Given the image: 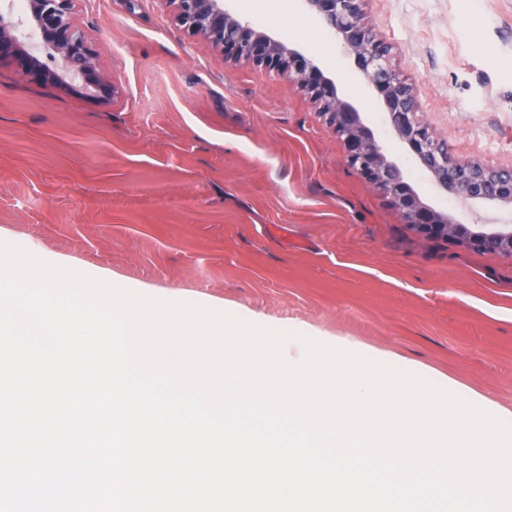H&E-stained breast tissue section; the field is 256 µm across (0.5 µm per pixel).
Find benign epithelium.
Returning a JSON list of instances; mask_svg holds the SVG:
<instances>
[{
    "mask_svg": "<svg viewBox=\"0 0 512 512\" xmlns=\"http://www.w3.org/2000/svg\"><path fill=\"white\" fill-rule=\"evenodd\" d=\"M76 0H29L18 23H0V62L12 63L25 77L61 89L79 81L93 98L110 104L112 79L100 69L98 53L76 19ZM177 22L232 61L249 62L297 84L319 115L341 139L348 165L377 189L423 239L445 238L468 248L512 258V224H464L436 210L405 177L359 110L342 96L336 81L303 52L256 29L227 5L228 0H166ZM364 0H303L306 10L333 31L353 60L363 85L379 103L385 125L402 151L442 193L465 203L512 212V166L465 161L448 151V142L422 122L412 89L395 72L391 48L365 22ZM32 29L45 54L58 61L51 69L31 52L21 28Z\"/></svg>",
    "mask_w": 512,
    "mask_h": 512,
    "instance_id": "obj_1",
    "label": "benign epithelium"
}]
</instances>
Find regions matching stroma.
<instances>
[{
  "label": "stroma",
  "mask_w": 512,
  "mask_h": 512,
  "mask_svg": "<svg viewBox=\"0 0 512 512\" xmlns=\"http://www.w3.org/2000/svg\"><path fill=\"white\" fill-rule=\"evenodd\" d=\"M117 94L96 101L0 64V240L403 366L512 421V258L425 240L354 170L287 78L179 27L165 0H77ZM422 119L460 157L512 165V0H365ZM335 77L391 153L380 107L304 8L252 24ZM409 180L466 224L499 216Z\"/></svg>",
  "instance_id": "1"
}]
</instances>
